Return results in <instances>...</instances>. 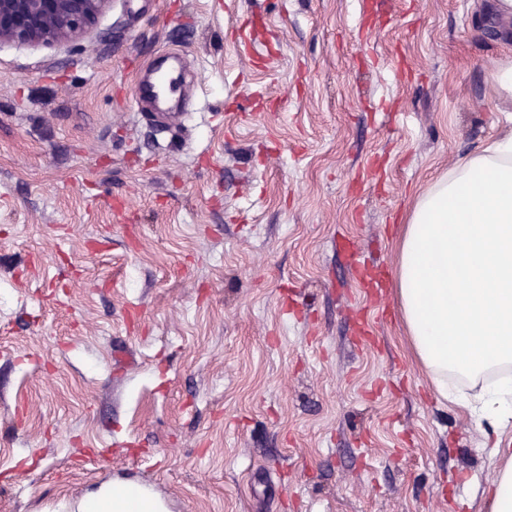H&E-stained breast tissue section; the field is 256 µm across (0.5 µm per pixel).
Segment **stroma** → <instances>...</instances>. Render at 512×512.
I'll return each instance as SVG.
<instances>
[{
	"label": "stroma",
	"mask_w": 512,
	"mask_h": 512,
	"mask_svg": "<svg viewBox=\"0 0 512 512\" xmlns=\"http://www.w3.org/2000/svg\"><path fill=\"white\" fill-rule=\"evenodd\" d=\"M166 56L174 123L132 106ZM511 57L485 0H111L0 47V512H465L485 434L410 352L396 240L512 130ZM487 94L502 104L512 103V59L499 62L491 71ZM89 511H121V512H149L151 505L141 499L134 489L121 488L112 493V499L100 496L91 499L87 505ZM113 507V508H112Z\"/></svg>",
	"instance_id": "1"
}]
</instances>
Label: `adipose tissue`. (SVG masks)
I'll list each match as a JSON object with an SVG mask.
<instances>
[{
    "label": "adipose tissue",
    "instance_id": "obj_1",
    "mask_svg": "<svg viewBox=\"0 0 512 512\" xmlns=\"http://www.w3.org/2000/svg\"><path fill=\"white\" fill-rule=\"evenodd\" d=\"M395 290L418 366L441 402L490 427L480 498L512 512V133L417 195L397 240Z\"/></svg>",
    "mask_w": 512,
    "mask_h": 512
}]
</instances>
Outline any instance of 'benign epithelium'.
I'll return each mask as SVG.
<instances>
[{
    "label": "benign epithelium",
    "instance_id": "benign-epithelium-1",
    "mask_svg": "<svg viewBox=\"0 0 512 512\" xmlns=\"http://www.w3.org/2000/svg\"><path fill=\"white\" fill-rule=\"evenodd\" d=\"M111 0H0V44H64L84 36Z\"/></svg>",
    "mask_w": 512,
    "mask_h": 512
}]
</instances>
